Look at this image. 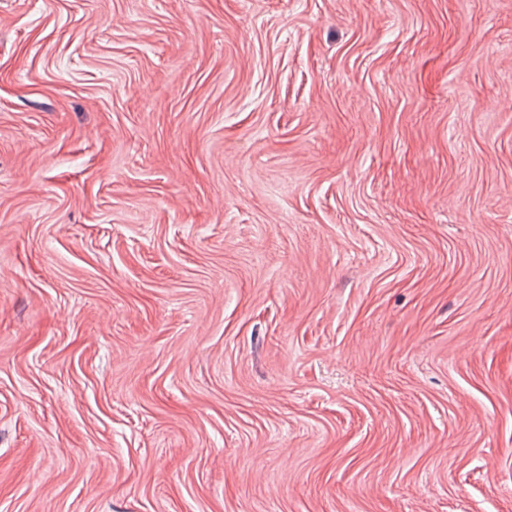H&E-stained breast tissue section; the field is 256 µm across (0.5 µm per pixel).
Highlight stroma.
I'll return each mask as SVG.
<instances>
[{
    "label": "stroma",
    "mask_w": 512,
    "mask_h": 512,
    "mask_svg": "<svg viewBox=\"0 0 512 512\" xmlns=\"http://www.w3.org/2000/svg\"><path fill=\"white\" fill-rule=\"evenodd\" d=\"M0 512H512V0H0Z\"/></svg>",
    "instance_id": "1"
}]
</instances>
